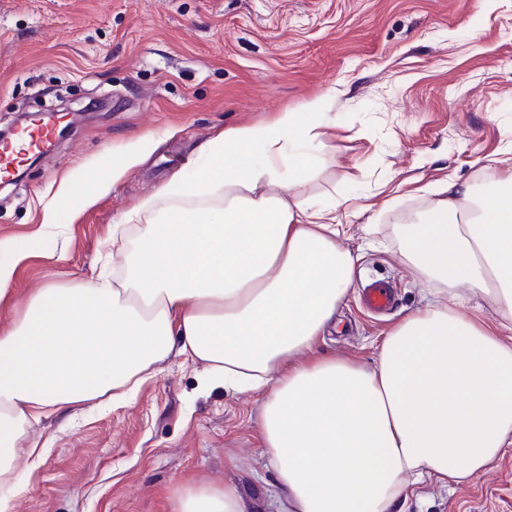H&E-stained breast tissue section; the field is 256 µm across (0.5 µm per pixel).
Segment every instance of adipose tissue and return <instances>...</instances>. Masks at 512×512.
<instances>
[{"instance_id": "obj_1", "label": "adipose tissue", "mask_w": 512, "mask_h": 512, "mask_svg": "<svg viewBox=\"0 0 512 512\" xmlns=\"http://www.w3.org/2000/svg\"><path fill=\"white\" fill-rule=\"evenodd\" d=\"M323 106L206 142L186 187L219 205L143 200L112 227H137L121 275L40 289L0 330V512L43 418L131 400L174 355L203 366L200 390L262 392L283 512H396L409 481L467 483L512 451V167L482 191L436 186L427 213L398 225L400 255L433 298L391 326L372 366L302 360L356 263L336 243L347 197L303 191ZM473 297L494 322L473 315ZM173 512L255 509L228 484L182 492Z\"/></svg>"}]
</instances>
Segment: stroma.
<instances>
[{
	"instance_id": "obj_1",
	"label": "stroma",
	"mask_w": 512,
	"mask_h": 512,
	"mask_svg": "<svg viewBox=\"0 0 512 512\" xmlns=\"http://www.w3.org/2000/svg\"><path fill=\"white\" fill-rule=\"evenodd\" d=\"M321 96L329 136L307 190L353 197L376 220L370 234L365 217L343 221L337 242L358 257L356 285L313 353L368 364L381 333L430 298L394 225L428 206V186L487 181L512 146V0H0V128L21 112L104 104L0 189V238L30 245L0 327L38 288L116 260L113 224L203 165V143ZM147 134L141 164L85 206L67 204L65 175L86 189L102 154ZM48 203L62 236L40 232ZM376 279L396 292L379 318L357 288ZM197 379V365L173 357L129 404L44 419L12 512H172L202 484L236 485L260 495V512H281L258 396L203 393ZM403 512H512V454L452 491L414 485Z\"/></svg>"
}]
</instances>
